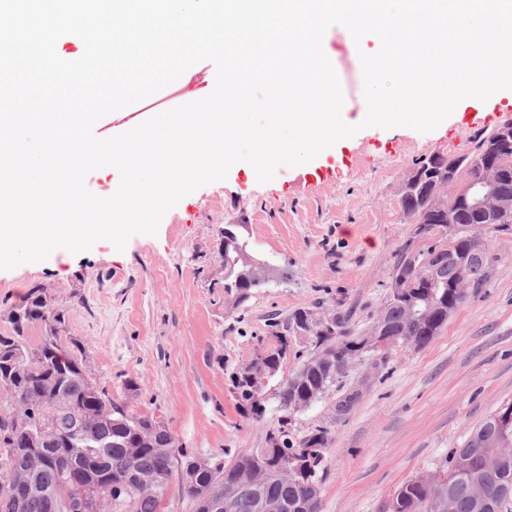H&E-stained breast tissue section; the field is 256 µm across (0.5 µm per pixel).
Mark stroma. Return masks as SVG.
Returning a JSON list of instances; mask_svg holds the SVG:
<instances>
[{
  "label": "stroma",
  "mask_w": 512,
  "mask_h": 512,
  "mask_svg": "<svg viewBox=\"0 0 512 512\" xmlns=\"http://www.w3.org/2000/svg\"><path fill=\"white\" fill-rule=\"evenodd\" d=\"M330 42L345 99L363 101L359 55L377 52L379 42L360 52L343 34ZM214 87V65L197 63L189 82L125 107L94 133L121 134ZM486 107L462 102L428 133L362 129L308 166L277 168L264 184L246 165L232 166L224 180L182 198L156 234L133 236L124 250L100 240L65 265L52 256L0 270V334L12 332L10 308L43 289L64 313L62 346L79 342L89 372L113 399L161 421L187 453L230 462L265 447L282 414L279 386L302 359L288 357L268 380L258 418L241 412L230 373L268 340L270 320L336 297L352 308L356 332L370 331L390 292L394 255L413 229L398 206L404 184L423 157L473 152L479 129L462 116ZM309 167L335 177L298 187ZM228 224L246 225L252 255L279 271L237 307L224 293L218 255ZM489 247L485 287L470 292L426 347L393 351L347 418L335 420L329 398L297 415L296 433L332 428L322 512H389L402 484L433 472L449 449L512 403V232L498 233ZM128 378L136 391L126 390Z\"/></svg>",
  "instance_id": "35a3bbf8"
}]
</instances>
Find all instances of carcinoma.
Returning a JSON list of instances; mask_svg holds the SVG:
<instances>
[{
    "mask_svg": "<svg viewBox=\"0 0 512 512\" xmlns=\"http://www.w3.org/2000/svg\"><path fill=\"white\" fill-rule=\"evenodd\" d=\"M491 134L482 132L475 151L465 161L433 154L417 163L406 182L400 208L415 228L396 251L391 291L371 333L386 339L388 350L363 347L355 333L352 310L342 300L314 315L298 309L281 328L289 337L310 316L314 332L309 352L298 370L279 387L280 406L300 403L307 408L336 394L334 411L339 421L351 414L362 391L346 384L352 363L366 369H385L390 351L426 346L445 325L448 316L463 304L472 288L487 279L492 259L489 241L497 233L511 231L479 216L457 202L441 198L448 173L466 183L485 179L489 166L499 169L493 190L512 200V137L485 149ZM245 225H224L219 257L224 264V293L240 305L252 290L271 279L270 265L254 258L244 237ZM432 244L414 248V243ZM13 334L0 336V512H69L70 501H83L88 512H161L173 475L183 493L196 502L204 491L232 493V512H260L259 504H305L306 512H321L322 489L310 486L306 476L294 470L313 466L324 478L325 454L331 428L316 426L297 437L285 429L266 436L267 450L241 455L229 463L183 474L195 458L186 454L165 425L145 424L148 415L129 412L112 400L108 390L87 372L81 345L65 350L59 341L64 316L41 290L24 305L8 312ZM37 324L43 330L32 346L26 329ZM233 393L242 411L261 416L250 403L253 386L251 363L231 374ZM288 456L292 462L277 473L273 460ZM434 475L447 481L454 512H509L512 509V426L504 430L487 417L463 447L450 448ZM390 512H430L428 490L409 480L389 505Z\"/></svg>",
    "mask_w": 512,
    "mask_h": 512,
    "instance_id": "1",
    "label": "carcinoma"
}]
</instances>
